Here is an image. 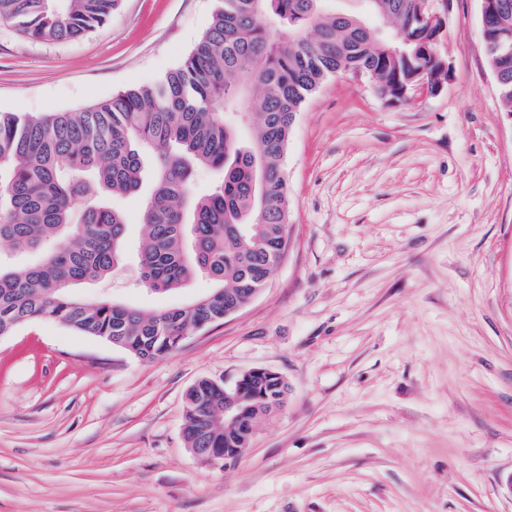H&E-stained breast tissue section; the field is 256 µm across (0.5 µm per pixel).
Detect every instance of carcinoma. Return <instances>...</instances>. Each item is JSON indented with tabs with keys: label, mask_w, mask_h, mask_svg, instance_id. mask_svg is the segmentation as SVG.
Segmentation results:
<instances>
[{
	"label": "carcinoma",
	"mask_w": 512,
	"mask_h": 512,
	"mask_svg": "<svg viewBox=\"0 0 512 512\" xmlns=\"http://www.w3.org/2000/svg\"><path fill=\"white\" fill-rule=\"evenodd\" d=\"M120 2L0 0V21L40 42L76 40ZM362 2L386 34L354 10H336V0H216L210 27L156 83L81 112H0V242L44 251L36 264L0 263V336L43 319L153 360L264 287L286 247L283 154L305 99L344 69L368 74L385 97L412 81L447 78L438 44L416 23L422 0ZM488 62L506 72L498 91L512 116V56ZM148 156L139 282L154 293L199 275L211 284L187 304L151 313L79 291L122 264L128 224L110 199L140 193ZM199 168L216 175L205 192L193 188ZM246 385L241 406L254 430L285 406L287 385L262 372ZM183 434L187 447L232 459L250 445L224 423V384L215 381L186 394Z\"/></svg>",
	"instance_id": "cac0c4a2"
}]
</instances>
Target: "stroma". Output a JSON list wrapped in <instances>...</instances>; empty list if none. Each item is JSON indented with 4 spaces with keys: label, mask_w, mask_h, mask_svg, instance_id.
Here are the masks:
<instances>
[{
    "label": "stroma",
    "mask_w": 512,
    "mask_h": 512,
    "mask_svg": "<svg viewBox=\"0 0 512 512\" xmlns=\"http://www.w3.org/2000/svg\"><path fill=\"white\" fill-rule=\"evenodd\" d=\"M451 79L409 103L325 80L283 166L288 252L239 312L143 361L36 320L0 339V512H512V118L480 0H429ZM215 0H122L76 41L0 22V111L77 112L155 83ZM135 253L100 295L153 312ZM265 367L285 407L238 459L182 434L187 389Z\"/></svg>",
    "instance_id": "1"
}]
</instances>
